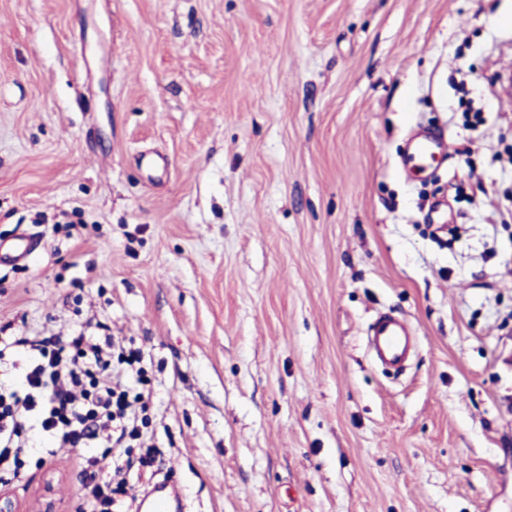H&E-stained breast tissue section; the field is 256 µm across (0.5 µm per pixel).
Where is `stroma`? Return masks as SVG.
I'll return each instance as SVG.
<instances>
[{
    "instance_id": "obj_1",
    "label": "stroma",
    "mask_w": 512,
    "mask_h": 512,
    "mask_svg": "<svg viewBox=\"0 0 512 512\" xmlns=\"http://www.w3.org/2000/svg\"><path fill=\"white\" fill-rule=\"evenodd\" d=\"M512 0H0V325L134 342L181 512H512ZM426 127L448 152L402 171ZM418 337L401 370L367 334ZM77 452L31 458L76 512ZM38 240L21 232L11 240H0V264L18 265L38 249ZM412 330L402 318L380 317L370 333V345L376 359L391 366L402 364L412 346Z\"/></svg>"
}]
</instances>
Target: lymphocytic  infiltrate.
Segmentation results:
<instances>
[{
	"label": "lymphocytic infiltrate",
	"mask_w": 512,
	"mask_h": 512,
	"mask_svg": "<svg viewBox=\"0 0 512 512\" xmlns=\"http://www.w3.org/2000/svg\"><path fill=\"white\" fill-rule=\"evenodd\" d=\"M141 361V350L110 335L79 329L64 339L23 336L0 326V364L22 372L19 382L0 383V471L24 483L38 437L51 441V456L64 447L86 449L77 512H115L128 476L155 463L151 448L135 458L118 454L145 434L152 395Z\"/></svg>",
	"instance_id": "1"
}]
</instances>
